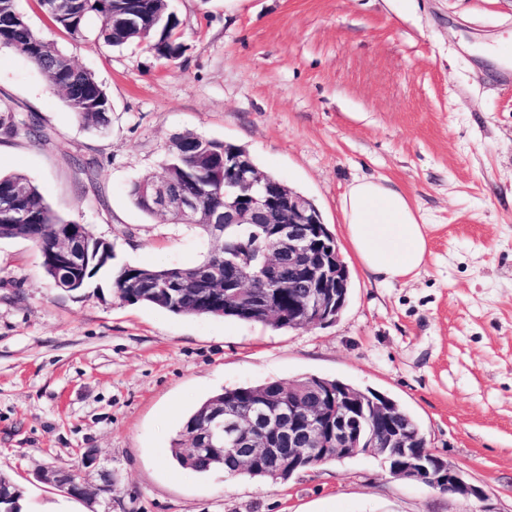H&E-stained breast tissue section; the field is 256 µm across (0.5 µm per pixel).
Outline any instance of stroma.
Masks as SVG:
<instances>
[{
    "label": "stroma",
    "mask_w": 512,
    "mask_h": 512,
    "mask_svg": "<svg viewBox=\"0 0 512 512\" xmlns=\"http://www.w3.org/2000/svg\"><path fill=\"white\" fill-rule=\"evenodd\" d=\"M184 45L147 46L31 26L105 86L106 133L85 127L23 55L0 51V104L37 114L45 136L0 140L52 210L112 243L116 260L192 266L198 229L139 210L132 182L158 176L174 137L248 150L310 199L350 272L335 322L292 330L178 316L115 298L105 276L64 292L39 251L0 239V473L22 512H512V0H169ZM387 177L417 205L430 254L409 283L368 276L343 231L341 199ZM382 393L485 493L468 501L393 478L359 455L287 483L179 467L171 441L224 389L304 376ZM93 500L40 470L79 468ZM111 473L112 490L100 492Z\"/></svg>",
    "instance_id": "1"
}]
</instances>
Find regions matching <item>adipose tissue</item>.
Listing matches in <instances>:
<instances>
[{"mask_svg":"<svg viewBox=\"0 0 512 512\" xmlns=\"http://www.w3.org/2000/svg\"><path fill=\"white\" fill-rule=\"evenodd\" d=\"M347 239L363 270L406 282L426 265L428 226L419 208L387 179H355L341 200Z\"/></svg>","mask_w":512,"mask_h":512,"instance_id":"obj_1","label":"adipose tissue"}]
</instances>
